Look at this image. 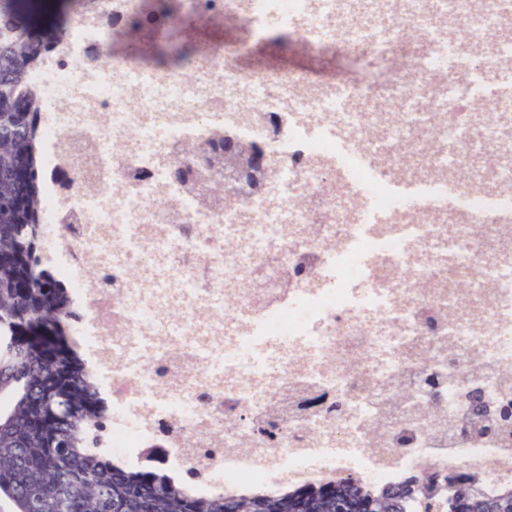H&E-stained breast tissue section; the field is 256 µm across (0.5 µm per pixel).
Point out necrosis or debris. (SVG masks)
<instances>
[{
    "label": "necrosis or debris",
    "mask_w": 512,
    "mask_h": 512,
    "mask_svg": "<svg viewBox=\"0 0 512 512\" xmlns=\"http://www.w3.org/2000/svg\"><path fill=\"white\" fill-rule=\"evenodd\" d=\"M488 2L448 17L483 49L486 112L449 75L429 0H86L71 17L28 77L40 258L82 310L71 334L112 404L113 455L177 462L202 494L464 463L512 484V435L463 442L416 414L475 387L512 403V41ZM174 33L198 47L186 64L149 52ZM260 46L412 48L427 80L258 70ZM382 97L394 111H372ZM476 123L493 152L460 138ZM227 138L263 156L267 184L228 207L177 174Z\"/></svg>",
    "instance_id": "1"
}]
</instances>
